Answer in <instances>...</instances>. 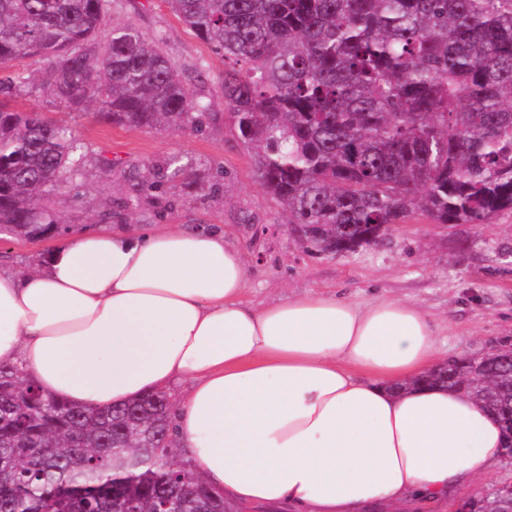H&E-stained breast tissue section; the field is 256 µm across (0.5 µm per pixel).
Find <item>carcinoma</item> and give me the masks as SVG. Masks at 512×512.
<instances>
[{
  "label": "carcinoma",
  "mask_w": 512,
  "mask_h": 512,
  "mask_svg": "<svg viewBox=\"0 0 512 512\" xmlns=\"http://www.w3.org/2000/svg\"><path fill=\"white\" fill-rule=\"evenodd\" d=\"M224 56V103L258 181L305 248L349 252L414 213L490 224L512 211V0H166ZM110 0H0V70L48 61L39 82L108 123L199 132L206 106L132 25L99 32ZM83 145L36 110L0 103V235L60 231L51 208L82 173ZM174 156L150 187L182 178ZM448 360L426 380L468 392L512 438L511 349ZM170 395L108 410L0 366V512H234L192 460H176ZM486 490L476 512H500Z\"/></svg>",
  "instance_id": "carcinoma-1"
}]
</instances>
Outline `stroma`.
Masks as SVG:
<instances>
[{
  "mask_svg": "<svg viewBox=\"0 0 512 512\" xmlns=\"http://www.w3.org/2000/svg\"><path fill=\"white\" fill-rule=\"evenodd\" d=\"M106 27L132 25L162 35L161 48L207 107L201 131L132 130L100 121L34 88L16 100L69 125L83 144L82 176L53 209L71 231L101 228L106 208L118 225L148 230L168 224L224 230L247 266L245 302L262 307L306 293H336L367 303L393 298L420 307L443 331V358L480 355L512 343V213L491 224L432 223L413 214L392 225L376 246L315 256L286 223L276 199L256 179L251 154L224 104V60L186 28L165 0H112ZM191 158L182 182L166 185L156 203L141 181L174 155ZM54 239H0V268L23 272L44 259Z\"/></svg>",
  "mask_w": 512,
  "mask_h": 512,
  "instance_id": "stroma-1",
  "label": "stroma"
}]
</instances>
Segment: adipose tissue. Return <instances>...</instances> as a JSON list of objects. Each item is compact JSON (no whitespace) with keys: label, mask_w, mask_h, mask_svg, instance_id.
<instances>
[{"label":"adipose tissue","mask_w":512,"mask_h":512,"mask_svg":"<svg viewBox=\"0 0 512 512\" xmlns=\"http://www.w3.org/2000/svg\"><path fill=\"white\" fill-rule=\"evenodd\" d=\"M246 281L219 229L73 233L40 267L0 272V365L99 408L192 380L179 444L232 503L364 512L491 474L499 421L415 383L438 364L426 312L332 293L257 308Z\"/></svg>","instance_id":"adipose-tissue-1"}]
</instances>
